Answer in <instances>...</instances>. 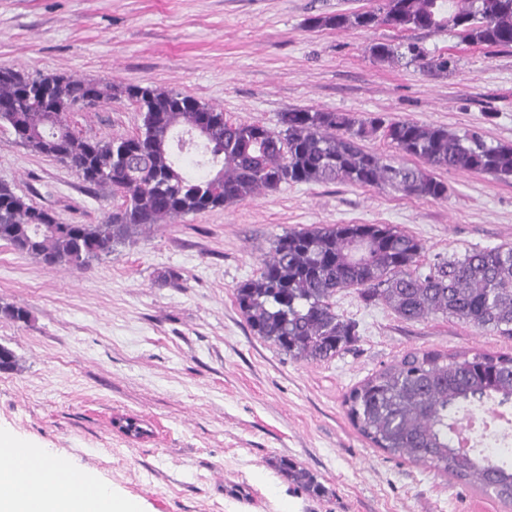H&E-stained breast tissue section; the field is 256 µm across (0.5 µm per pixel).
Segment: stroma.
Wrapping results in <instances>:
<instances>
[{
  "label": "stroma",
  "mask_w": 512,
  "mask_h": 512,
  "mask_svg": "<svg viewBox=\"0 0 512 512\" xmlns=\"http://www.w3.org/2000/svg\"><path fill=\"white\" fill-rule=\"evenodd\" d=\"M386 0H0V67L138 84L193 96L234 123L278 129L314 107L409 118L512 144V47L459 44L451 32L310 28L311 16ZM412 40L447 71L373 59L370 45ZM80 136L138 132L121 98L69 116ZM448 197L387 187L283 184L254 198L154 225L110 256L49 267L0 241V431L93 471L140 512H512L492 492L389 455L346 414L356 386L411 349L512 352V340L456 320L399 318L337 291L358 326L328 361L294 358L255 336L235 299L276 237L331 224H388L426 258L512 245V181L438 170ZM0 182L64 224H99L122 203L69 164L31 152L0 125ZM134 418L145 435L116 423ZM317 476L311 495L279 472ZM278 469L289 481L305 489L313 495H319L323 492V486L317 481L316 477L306 469L299 467L295 463L287 460H280Z\"/></svg>",
  "instance_id": "35a3bbf8"
}]
</instances>
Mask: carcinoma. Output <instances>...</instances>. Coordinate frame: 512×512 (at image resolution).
<instances>
[{
  "label": "carcinoma",
  "instance_id": "carcinoma-1",
  "mask_svg": "<svg viewBox=\"0 0 512 512\" xmlns=\"http://www.w3.org/2000/svg\"><path fill=\"white\" fill-rule=\"evenodd\" d=\"M452 31L466 45L512 47V0H387L384 14L338 11L309 18L313 28ZM380 62L407 58L422 68L448 70L416 42H379ZM125 97L141 112L139 132L88 139L51 114L96 100ZM0 122L26 148L70 163L93 185L124 198L101 224H63L6 183H0V241L45 265L84 268L153 225L222 208L290 183H350L395 187L434 201L448 183L432 169H455L512 179V144L493 145L478 130L457 134L407 118H357L312 107L279 113L280 129L237 124L197 99L149 86H121L65 75L32 77L0 68ZM387 141L403 157L430 169L400 164L364 145ZM202 155L211 171L195 178L184 159ZM424 246L388 224H333L293 229L276 238L259 277L235 289L251 331L283 352L325 361L356 341V325L336 314L332 298L354 288L366 302L382 301L407 321L456 319L512 339V246L470 249L421 265ZM512 409V354L432 349L406 352L345 397L362 436L390 455L409 459L512 504V464L484 453L488 438L506 444L507 428L484 426L459 445L460 418L486 403ZM278 469L313 495L323 486L287 460Z\"/></svg>",
  "mask_w": 512,
  "mask_h": 512
}]
</instances>
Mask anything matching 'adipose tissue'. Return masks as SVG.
I'll use <instances>...</instances> for the list:
<instances>
[{"label":"adipose tissue","mask_w":512,"mask_h":512,"mask_svg":"<svg viewBox=\"0 0 512 512\" xmlns=\"http://www.w3.org/2000/svg\"><path fill=\"white\" fill-rule=\"evenodd\" d=\"M0 512H139L85 469L0 435Z\"/></svg>","instance_id":"1"}]
</instances>
